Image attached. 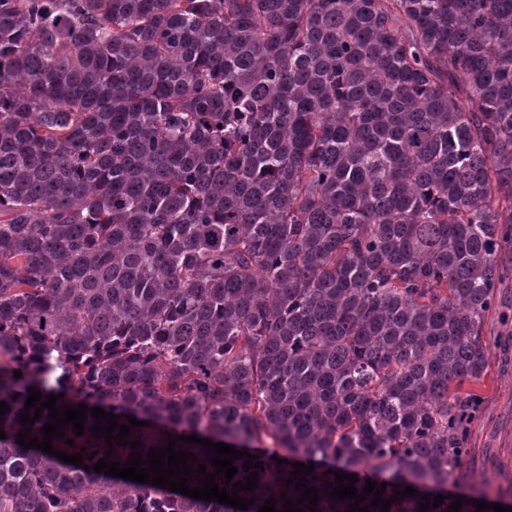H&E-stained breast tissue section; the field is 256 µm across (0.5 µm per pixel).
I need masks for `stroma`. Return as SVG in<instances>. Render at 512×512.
<instances>
[{"instance_id":"obj_1","label":"stroma","mask_w":512,"mask_h":512,"mask_svg":"<svg viewBox=\"0 0 512 512\" xmlns=\"http://www.w3.org/2000/svg\"><path fill=\"white\" fill-rule=\"evenodd\" d=\"M507 319L490 316L483 342L488 349L486 370L477 389L480 410L467 435V454L448 482L453 496H469L487 489L502 501H512V482L501 477L502 469L512 470V358L503 359L504 347L512 348V275L500 290Z\"/></svg>"}]
</instances>
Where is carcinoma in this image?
Masks as SVG:
<instances>
[{
  "mask_svg": "<svg viewBox=\"0 0 512 512\" xmlns=\"http://www.w3.org/2000/svg\"><path fill=\"white\" fill-rule=\"evenodd\" d=\"M507 245L512 0H0V512H280L295 462L447 512ZM30 387L255 503L24 449Z\"/></svg>",
  "mask_w": 512,
  "mask_h": 512,
  "instance_id": "cac0c4a2",
  "label": "carcinoma"
}]
</instances>
